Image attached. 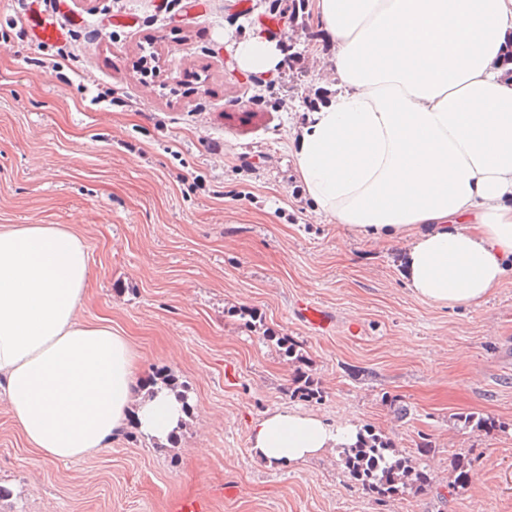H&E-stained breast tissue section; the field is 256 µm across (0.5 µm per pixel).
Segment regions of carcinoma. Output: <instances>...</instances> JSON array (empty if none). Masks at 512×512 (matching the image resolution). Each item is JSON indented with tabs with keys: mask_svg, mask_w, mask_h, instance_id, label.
<instances>
[{
	"mask_svg": "<svg viewBox=\"0 0 512 512\" xmlns=\"http://www.w3.org/2000/svg\"><path fill=\"white\" fill-rule=\"evenodd\" d=\"M294 393L305 399L320 395L314 380L307 376L296 380ZM342 461L349 475L377 496H389L410 483L428 482L424 471L413 469L403 458L391 456L388 442L369 430L359 432L355 445L342 449Z\"/></svg>",
	"mask_w": 512,
	"mask_h": 512,
	"instance_id": "carcinoma-1",
	"label": "carcinoma"
}]
</instances>
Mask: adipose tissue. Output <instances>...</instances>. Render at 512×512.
I'll return each instance as SVG.
<instances>
[{"mask_svg": "<svg viewBox=\"0 0 512 512\" xmlns=\"http://www.w3.org/2000/svg\"><path fill=\"white\" fill-rule=\"evenodd\" d=\"M336 94L290 128L320 214L374 240L408 238L417 299L479 304L512 274V0H315ZM241 68H276L275 42L239 43ZM92 276L69 224L0 226V388L43 461L108 447L129 416L167 441L179 396L139 383L128 340L78 316ZM357 440L350 423L267 410L250 452L296 464Z\"/></svg>", "mask_w": 512, "mask_h": 512, "instance_id": "1", "label": "adipose tissue"}]
</instances>
